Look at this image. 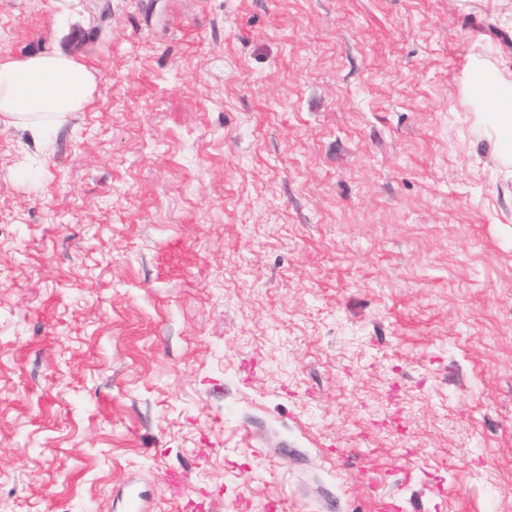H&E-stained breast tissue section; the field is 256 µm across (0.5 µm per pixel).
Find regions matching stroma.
<instances>
[{
	"label": "stroma",
	"mask_w": 512,
	"mask_h": 512,
	"mask_svg": "<svg viewBox=\"0 0 512 512\" xmlns=\"http://www.w3.org/2000/svg\"><path fill=\"white\" fill-rule=\"evenodd\" d=\"M502 50L465 0H0V61L97 76L0 123V512H512ZM95 76L63 53L0 63L1 122L45 133L93 99ZM499 78L495 81L491 94V105L496 121L489 134L493 154L501 166L500 172L505 180L512 179V82L503 77L512 75V52L500 54Z\"/></svg>",
	"instance_id": "stroma-1"
}]
</instances>
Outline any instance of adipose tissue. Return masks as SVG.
Instances as JSON below:
<instances>
[{"mask_svg":"<svg viewBox=\"0 0 512 512\" xmlns=\"http://www.w3.org/2000/svg\"><path fill=\"white\" fill-rule=\"evenodd\" d=\"M491 92L496 121L489 142L504 179H512V52L500 55ZM95 76L63 53L0 63V121L44 133L93 99Z\"/></svg>","mask_w":512,"mask_h":512,"instance_id":"1","label":"adipose tissue"}]
</instances>
